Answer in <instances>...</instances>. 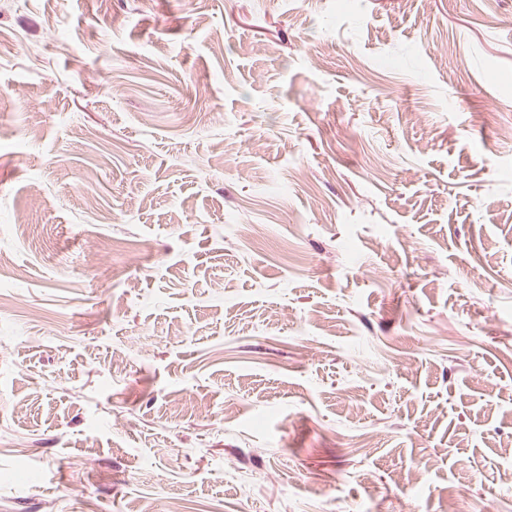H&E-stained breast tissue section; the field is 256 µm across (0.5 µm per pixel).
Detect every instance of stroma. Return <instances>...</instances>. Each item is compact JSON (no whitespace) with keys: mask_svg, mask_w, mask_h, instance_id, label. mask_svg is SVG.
Returning a JSON list of instances; mask_svg holds the SVG:
<instances>
[{"mask_svg":"<svg viewBox=\"0 0 512 512\" xmlns=\"http://www.w3.org/2000/svg\"><path fill=\"white\" fill-rule=\"evenodd\" d=\"M509 118L512 0H0V512H512Z\"/></svg>","mask_w":512,"mask_h":512,"instance_id":"obj_1","label":"stroma"}]
</instances>
